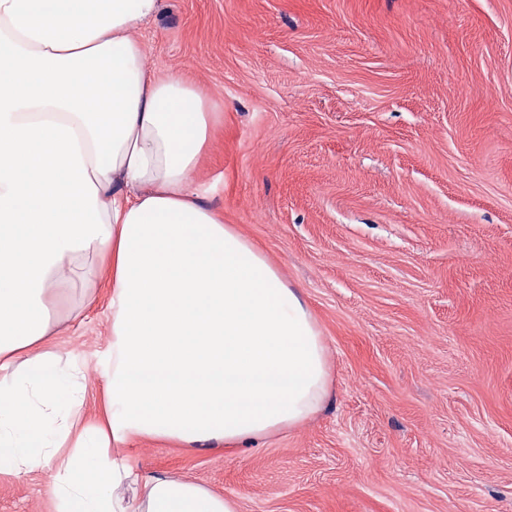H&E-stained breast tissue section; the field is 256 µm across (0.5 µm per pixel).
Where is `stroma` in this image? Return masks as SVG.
<instances>
[{
    "instance_id": "stroma-1",
    "label": "stroma",
    "mask_w": 512,
    "mask_h": 512,
    "mask_svg": "<svg viewBox=\"0 0 512 512\" xmlns=\"http://www.w3.org/2000/svg\"><path fill=\"white\" fill-rule=\"evenodd\" d=\"M137 35L219 112L194 181L301 291L332 382L255 445L126 455L238 512H512V0H162ZM110 295L107 266L52 291L87 421ZM48 481L0 474V512H52Z\"/></svg>"
}]
</instances>
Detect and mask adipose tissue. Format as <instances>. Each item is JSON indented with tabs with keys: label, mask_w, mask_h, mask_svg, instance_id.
Instances as JSON below:
<instances>
[{
	"label": "adipose tissue",
	"mask_w": 512,
	"mask_h": 512,
	"mask_svg": "<svg viewBox=\"0 0 512 512\" xmlns=\"http://www.w3.org/2000/svg\"><path fill=\"white\" fill-rule=\"evenodd\" d=\"M159 2L0 0V473L51 472L53 512H236L116 447L246 443L319 412L331 381L300 292L192 181L215 114L147 67L134 32ZM107 258L104 417L85 423L46 292Z\"/></svg>",
	"instance_id": "adipose-tissue-1"
}]
</instances>
